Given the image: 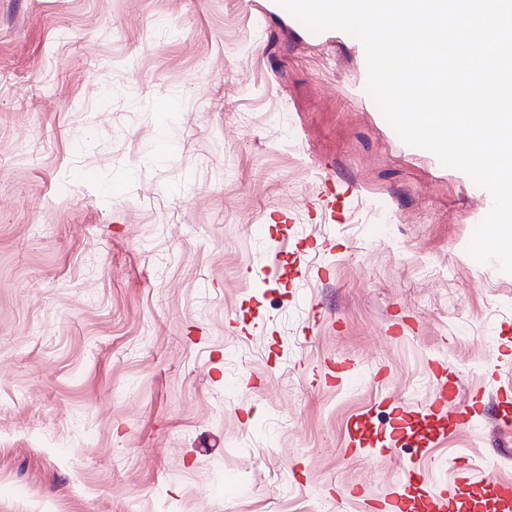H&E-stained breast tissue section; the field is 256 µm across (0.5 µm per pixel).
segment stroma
Here are the masks:
<instances>
[{"instance_id":"1","label":"stroma","mask_w":512,"mask_h":512,"mask_svg":"<svg viewBox=\"0 0 512 512\" xmlns=\"http://www.w3.org/2000/svg\"><path fill=\"white\" fill-rule=\"evenodd\" d=\"M366 82L276 0H0V512H367L412 468L425 512L460 462L494 512L512 430L424 417L512 415L493 199Z\"/></svg>"}]
</instances>
